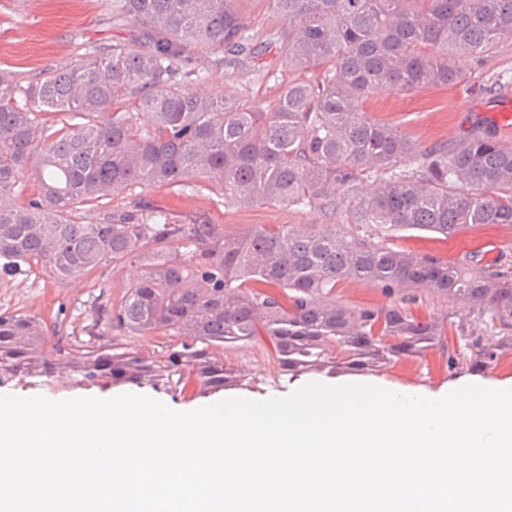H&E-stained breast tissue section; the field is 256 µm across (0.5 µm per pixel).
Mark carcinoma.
<instances>
[{
	"instance_id": "cac0c4a2",
	"label": "carcinoma",
	"mask_w": 512,
	"mask_h": 512,
	"mask_svg": "<svg viewBox=\"0 0 512 512\" xmlns=\"http://www.w3.org/2000/svg\"><path fill=\"white\" fill-rule=\"evenodd\" d=\"M288 20L279 35L289 64L324 66L313 86L288 83L273 105L198 98L178 77L203 46L224 48L236 64L262 52L237 0H112V15L146 27L142 39L23 86L0 70V272L43 265L79 278L127 260L143 267L110 323L136 332L173 331L181 348L149 359L125 348L52 359L48 327L0 313V382L70 369L80 383L160 381L209 395L240 383L224 350L260 339L280 373L379 372L422 358L447 329L414 316L424 289L469 308L448 368L478 372L512 348V270L488 272L472 259L443 262L339 229L257 226L227 236L214 224H173L159 207L118 215L98 208L106 190L174 187L197 178L242 204L317 205L336 211L354 199V223L374 232L418 230L445 237L476 224L512 226V145L473 120L458 138L422 145L375 121L362 103L380 90L446 87L458 61L481 63L512 38V0H269ZM81 118L59 128L36 110ZM109 114L104 123L93 118ZM418 170L403 168L407 162ZM373 190L359 194L362 176ZM34 177L37 197L16 200ZM175 239L169 251L163 243ZM346 280L389 299L353 309L332 293ZM177 380H172V377Z\"/></svg>"
}]
</instances>
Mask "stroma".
Returning <instances> with one entry per match:
<instances>
[{
  "label": "stroma",
  "mask_w": 512,
  "mask_h": 512,
  "mask_svg": "<svg viewBox=\"0 0 512 512\" xmlns=\"http://www.w3.org/2000/svg\"><path fill=\"white\" fill-rule=\"evenodd\" d=\"M238 8L251 31L266 46L256 57L238 67L224 62L219 47L201 50L193 66L204 71L201 79H186L184 88L200 98L235 95L255 108L268 107L284 85L292 80L317 83L324 80L321 68L300 70L290 67L273 37L287 30L288 24L268 0H239ZM142 33L141 24L112 17V0H0V70L13 72L19 83L71 67L74 63L130 43ZM462 78L449 87H432L399 93L382 90L364 102L368 114L394 126L410 139L424 144L445 142L467 131L475 117L490 109V100L479 94L482 84L491 80L512 82V39L497 43L485 55L482 65L461 61ZM143 199L165 208L175 224L205 221L220 232L234 235L251 227L278 224L306 231H323L345 226L356 235L365 230L356 226L349 203L336 211L316 206L282 203L241 205L224 199L203 182L194 188L142 186L102 197L101 208L121 213L133 200ZM395 247L452 262L473 256L475 264L494 270L512 264V226L481 224L440 238L435 234L408 230L389 236ZM141 270L133 262L116 267L103 266L82 278L60 279L42 267L24 268L12 276L0 275V312L20 313L41 318L52 332L49 352L56 357H74L95 349L124 346L138 353L160 357L179 348L181 336L171 332L138 334L111 327L100 321L101 306L118 305L129 284L139 279ZM412 311L420 318H435L451 324L444 343L429 349L424 358L401 361L378 373L377 378L401 388L436 391L467 377V368H449L448 354L458 334L455 324L468 320L460 305L422 294ZM224 358L244 373L241 385L232 387L235 395L255 399L274 397L292 388L281 375L266 342L259 341L226 350ZM101 388L80 384L66 373L51 379L16 377L0 384V394L69 399L100 393Z\"/></svg>",
  "instance_id": "stroma-1"
}]
</instances>
